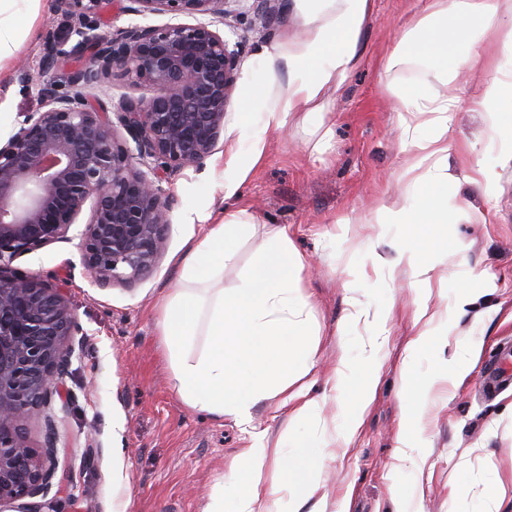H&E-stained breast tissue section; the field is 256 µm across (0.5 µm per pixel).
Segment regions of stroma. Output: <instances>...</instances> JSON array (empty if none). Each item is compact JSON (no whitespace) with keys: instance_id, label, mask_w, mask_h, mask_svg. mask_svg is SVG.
<instances>
[{"instance_id":"obj_1","label":"stroma","mask_w":512,"mask_h":512,"mask_svg":"<svg viewBox=\"0 0 512 512\" xmlns=\"http://www.w3.org/2000/svg\"><path fill=\"white\" fill-rule=\"evenodd\" d=\"M425 2L372 0L360 34L363 56L349 79L329 90L323 130L293 119L268 131L264 158L237 201L260 222L225 267V287L249 283L267 250L268 225L287 226L302 259L313 365L297 384L318 402L312 418L290 421L287 409L270 400L256 405L245 426L187 407L171 387L160 301L178 285L189 242L205 233L203 214L223 205L227 133L214 154L164 181L175 206L150 278L98 287L74 240L15 260V268L39 272L62 289L83 333L59 424V454L74 490L57 497L58 512H200L218 482L235 502L232 478L256 443L266 450L262 486L287 489L288 476L276 464L285 434L299 467L318 476L325 512H398L405 497L413 512H482L498 486L512 488V132L471 108L466 70L446 78L415 56L391 63ZM251 5L240 0L224 25L227 39L245 45L242 66L256 65L262 46L281 41L295 49L305 39L293 6L266 25ZM31 13L32 32L0 63L4 139L23 115L42 108V44L66 27L56 0H39ZM419 85L456 101L448 115L450 178L443 186L451 209L447 223L422 228L436 264L425 283L398 259L402 228L377 221L380 205L411 199L415 187L429 183L424 176L414 187L402 176L405 143L428 129L404 127L392 95ZM482 169L492 194L471 182ZM463 292L476 296L483 320L456 315ZM423 305L433 317L428 326L418 318ZM425 327L429 348L410 351L409 341ZM469 338L480 341L481 351L463 379L449 378L448 346ZM344 359L354 381L340 385L336 370ZM407 367L426 383L425 412L415 419L403 394ZM369 374L378 383L364 406L355 381ZM357 409L362 424L344 442L342 421Z\"/></svg>"}]
</instances>
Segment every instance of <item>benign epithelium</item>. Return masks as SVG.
Wrapping results in <instances>:
<instances>
[{"label":"benign epithelium","instance_id":"obj_1","mask_svg":"<svg viewBox=\"0 0 512 512\" xmlns=\"http://www.w3.org/2000/svg\"><path fill=\"white\" fill-rule=\"evenodd\" d=\"M137 16H190L193 23L133 24L111 33L93 22L102 0H56L67 34L45 38L44 110L24 116L0 144V512H54L62 494L58 418L80 327L59 288L13 261L79 231L83 267L95 283L132 285L154 274L174 199L162 182L217 149L235 89L242 42L220 33L238 0H126ZM79 37L66 50L68 41ZM87 53L80 65L69 61ZM73 88L59 94L56 79ZM119 75L142 90L107 106L100 93ZM127 137H121L118 130ZM44 415L37 457L23 423Z\"/></svg>","mask_w":512,"mask_h":512}]
</instances>
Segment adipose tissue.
Listing matches in <instances>:
<instances>
[{
  "label": "adipose tissue",
  "instance_id": "obj_1",
  "mask_svg": "<svg viewBox=\"0 0 512 512\" xmlns=\"http://www.w3.org/2000/svg\"><path fill=\"white\" fill-rule=\"evenodd\" d=\"M31 0H0V61L18 47ZM371 0H294L308 29L298 51L287 45L265 48L256 67L242 76L245 102L253 120L232 131L235 147L224 163L225 207L218 223L190 246L182 260L178 288L163 301L162 336L171 365V383L184 404L216 416L251 421L252 408L287 394L293 361L306 354L305 323L300 316L308 302L301 293L300 258L292 249L288 229L274 227L270 250L244 288L225 289L224 269L238 254L243 234L256 218L232 199L265 154L264 134L280 130L290 119H323L325 94L341 85L356 67L359 37ZM427 13L409 29L394 54L414 55L440 69L465 68L471 75L472 104L491 113L512 112V84H505L486 59L478 36L501 30L495 53L512 60V0H428ZM404 124L427 119L431 131L412 138L407 172L426 170L436 182L448 180V114L454 100L419 89L394 92ZM248 143L240 157L236 147ZM447 195L423 191L399 207L380 206L378 221L408 229L402 259L427 277L433 266L417 235L422 224L448 221ZM251 474L239 481L235 505H227L223 483H216L201 512H269L260 490L266 459L263 446L249 448Z\"/></svg>",
  "mask_w": 512,
  "mask_h": 512
}]
</instances>
